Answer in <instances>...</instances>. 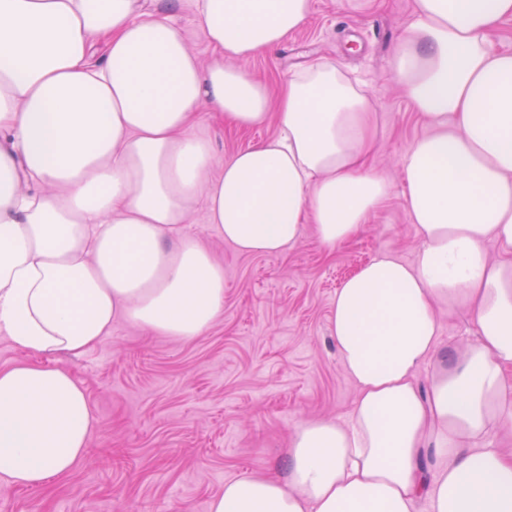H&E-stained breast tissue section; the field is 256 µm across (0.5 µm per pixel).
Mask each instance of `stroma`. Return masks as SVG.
Instances as JSON below:
<instances>
[{"instance_id":"stroma-1","label":"stroma","mask_w":512,"mask_h":512,"mask_svg":"<svg viewBox=\"0 0 512 512\" xmlns=\"http://www.w3.org/2000/svg\"><path fill=\"white\" fill-rule=\"evenodd\" d=\"M311 16L247 68L277 86L321 58L361 80L374 101L377 145L367 166L391 193L347 243L322 246L313 225L277 256L245 255L224 242L195 205L187 231L224 267V310L201 336L181 339L120 319L82 356H46L84 387L95 427L71 473L42 489L0 478V512H210L225 482L265 471L296 424L348 418L355 389L329 335L343 281L380 253L414 263L419 238L401 181L403 156L428 133L390 75L394 46L415 0H311ZM198 115L218 158L269 137Z\"/></svg>"}]
</instances>
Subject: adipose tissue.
<instances>
[{"label":"adipose tissue","instance_id":"obj_1","mask_svg":"<svg viewBox=\"0 0 512 512\" xmlns=\"http://www.w3.org/2000/svg\"><path fill=\"white\" fill-rule=\"evenodd\" d=\"M310 14L311 0H0L1 335L75 356L120 318L202 335L224 268L185 229L200 200L243 254H283L305 224L327 247L353 237L391 190L366 166L375 103L329 62L275 93L243 67ZM511 18L512 0H416L392 74L432 124L402 172L417 259L380 254L336 292L349 419L296 425L283 466L225 483L210 512H512V448L490 443L512 439V52L489 48ZM273 107L275 133L221 164L195 131L202 112L246 128ZM440 305L467 309L474 343L442 341ZM93 426L66 370L0 369L9 484L69 474Z\"/></svg>","mask_w":512,"mask_h":512}]
</instances>
